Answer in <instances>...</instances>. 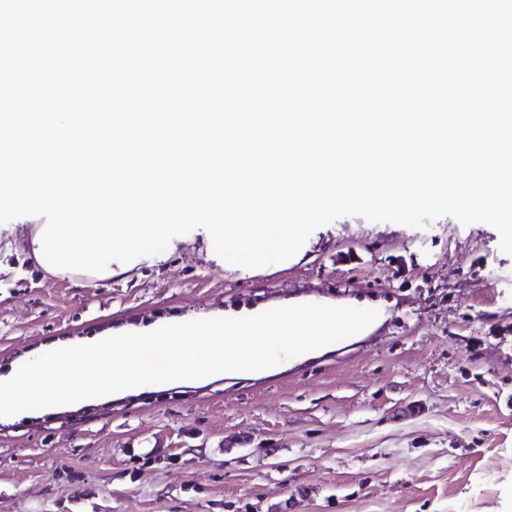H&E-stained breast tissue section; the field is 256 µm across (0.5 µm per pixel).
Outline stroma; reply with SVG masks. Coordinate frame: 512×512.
Wrapping results in <instances>:
<instances>
[{
    "instance_id": "obj_1",
    "label": "stroma",
    "mask_w": 512,
    "mask_h": 512,
    "mask_svg": "<svg viewBox=\"0 0 512 512\" xmlns=\"http://www.w3.org/2000/svg\"><path fill=\"white\" fill-rule=\"evenodd\" d=\"M201 230L110 280L0 274V375L57 342L299 298L375 330L260 376L0 422V512H512V255L490 225L341 217L300 261L207 258Z\"/></svg>"
}]
</instances>
